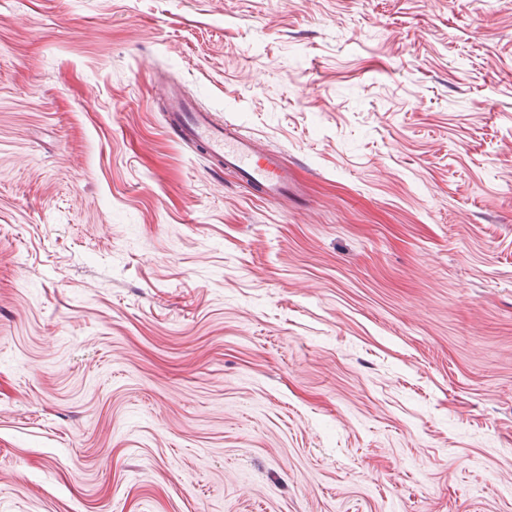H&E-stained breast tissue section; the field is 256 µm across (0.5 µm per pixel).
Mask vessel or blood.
<instances>
[{"label":"vessel or blood","mask_w":512,"mask_h":512,"mask_svg":"<svg viewBox=\"0 0 512 512\" xmlns=\"http://www.w3.org/2000/svg\"><path fill=\"white\" fill-rule=\"evenodd\" d=\"M169 126L181 140L202 147L237 180L265 198L284 199L299 188L294 170L281 152L262 147L231 123H218L213 114L196 107L175 87L168 88Z\"/></svg>","instance_id":"b4317fda"}]
</instances>
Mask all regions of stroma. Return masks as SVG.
<instances>
[{
  "label": "stroma",
  "mask_w": 512,
  "mask_h": 512,
  "mask_svg": "<svg viewBox=\"0 0 512 512\" xmlns=\"http://www.w3.org/2000/svg\"><path fill=\"white\" fill-rule=\"evenodd\" d=\"M0 512H512V0H0ZM168 125L181 140L202 147L237 180L264 198L288 199L298 191L294 170L281 152L262 147L231 123H218L211 112L196 107L176 87L166 91Z\"/></svg>",
  "instance_id": "1"
}]
</instances>
